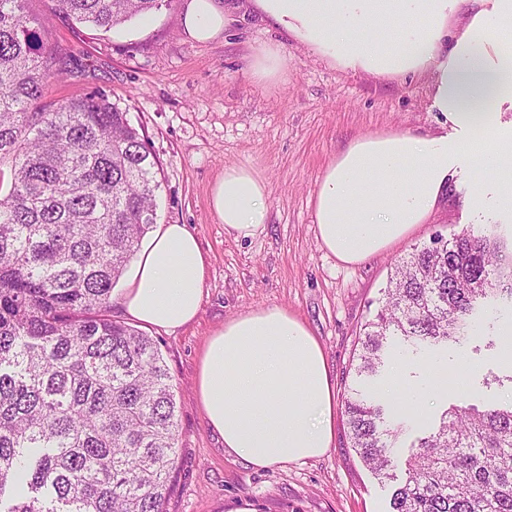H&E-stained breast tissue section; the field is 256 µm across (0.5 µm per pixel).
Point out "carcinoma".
Masks as SVG:
<instances>
[{
    "instance_id": "1",
    "label": "carcinoma",
    "mask_w": 512,
    "mask_h": 512,
    "mask_svg": "<svg viewBox=\"0 0 512 512\" xmlns=\"http://www.w3.org/2000/svg\"><path fill=\"white\" fill-rule=\"evenodd\" d=\"M26 0H0V512H167L175 490L176 384L156 341L108 314L156 223L158 163L97 91L55 106L62 74ZM171 0H56L104 32ZM512 309V237L467 227L395 264L364 324L354 371L373 379L388 337L413 351L474 338ZM352 448L379 479L401 467L390 512H512V403L460 399L404 457L408 421L351 389Z\"/></svg>"
}]
</instances>
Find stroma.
<instances>
[{"mask_svg": "<svg viewBox=\"0 0 512 512\" xmlns=\"http://www.w3.org/2000/svg\"><path fill=\"white\" fill-rule=\"evenodd\" d=\"M234 6L229 27L211 40L182 27L187 0L135 18L112 31L59 14L54 0H27L61 51L64 74L48 100L63 102L98 90L141 127L159 166L157 221L185 224L208 256L198 317L167 332L144 331L158 344L177 386L178 461L169 512H389L391 493L405 479L378 480L351 446L344 413H336L331 448L319 457L257 469L224 450L196 402L201 349L224 322L271 306L287 308L320 341L336 394L344 403L357 379L352 356L361 326L382 302L393 264L435 235L451 239L466 227L512 224L493 193L472 206L463 199L473 172L461 162L451 192L429 223L359 265H345L316 237L312 198L327 165L354 139L375 133L415 135L441 129L431 89L419 76L375 78L331 66L304 45ZM283 44L286 81L258 85L248 75L257 42ZM255 168L267 183L269 219L254 237L238 239L217 221L211 188L225 166ZM445 363L461 370L437 389L421 413L436 418L462 395L505 400L512 374L499 345L482 338L450 346Z\"/></svg>", "mask_w": 512, "mask_h": 512, "instance_id": "1", "label": "stroma"}]
</instances>
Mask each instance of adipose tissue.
<instances>
[{"mask_svg": "<svg viewBox=\"0 0 512 512\" xmlns=\"http://www.w3.org/2000/svg\"><path fill=\"white\" fill-rule=\"evenodd\" d=\"M263 21L344 71L431 77L444 134L353 140L321 176L316 231L339 262L357 265L428 223L449 192L457 157L468 156L512 207V135L499 104L512 98V0H246ZM230 17L214 0H188L186 34L206 41ZM281 45L250 54L256 84L284 80ZM267 187L250 167L229 165L211 207L228 234L246 239L268 219ZM207 259L184 224L160 225L123 296L128 318L173 332L202 308ZM197 400L227 453L257 468L314 458L333 441L336 406L324 351L295 315L272 306L225 322L206 342Z\"/></svg>", "mask_w": 512, "mask_h": 512, "instance_id": "ef3b65f1", "label": "adipose tissue"}]
</instances>
